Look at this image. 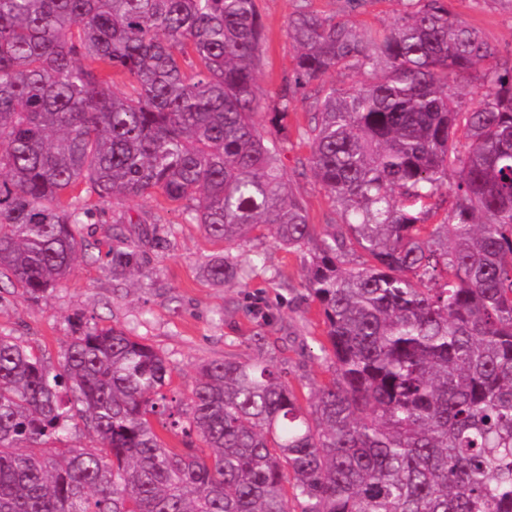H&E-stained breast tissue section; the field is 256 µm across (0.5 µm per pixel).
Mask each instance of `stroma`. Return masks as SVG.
Masks as SVG:
<instances>
[{
  "mask_svg": "<svg viewBox=\"0 0 512 512\" xmlns=\"http://www.w3.org/2000/svg\"><path fill=\"white\" fill-rule=\"evenodd\" d=\"M298 0H258L265 31L259 67V94L270 100L292 68L294 49L288 20ZM452 9L477 28L503 56H512V0H452ZM325 17L352 19L370 30L395 24L399 0H310ZM309 103L299 100L288 115V144L281 156L293 192L302 196L310 223L317 230L342 221L304 160L310 153L300 133L308 124ZM157 231L156 243L145 245L140 278H115L100 263L80 259L70 279L33 299L23 289L0 296V330L30 345L46 366L59 368L76 328L90 323L119 325L163 353L172 371V390L189 395L199 365L224 358L245 361L256 355L274 366L301 402L331 373L314 356L325 336L319 305L306 288L307 255L288 250L271 237H261L238 251L247 277L220 285L209 280L202 263L218 253L199 225L183 221L181 211L160 194L118 201L105 215L84 227L88 240L105 241L112 231L138 236Z\"/></svg>",
  "mask_w": 512,
  "mask_h": 512,
  "instance_id": "35a3bbf8",
  "label": "stroma"
}]
</instances>
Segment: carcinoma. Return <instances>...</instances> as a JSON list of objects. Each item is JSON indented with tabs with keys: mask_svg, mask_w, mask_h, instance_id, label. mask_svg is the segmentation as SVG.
<instances>
[{
	"mask_svg": "<svg viewBox=\"0 0 512 512\" xmlns=\"http://www.w3.org/2000/svg\"><path fill=\"white\" fill-rule=\"evenodd\" d=\"M400 3L382 34L296 10L263 106L257 0H0V291L70 277L89 199L160 193L224 242L214 282L244 278L257 230L309 249L333 367L306 406L260 354L177 400L122 328L78 329L57 371L0 331V512H512V58L450 0ZM311 85L306 164L342 215L323 232L280 165ZM103 266L140 272V242L113 233ZM77 415L95 446L69 444Z\"/></svg>",
	"mask_w": 512,
	"mask_h": 512,
	"instance_id": "carcinoma-1",
	"label": "carcinoma"
}]
</instances>
